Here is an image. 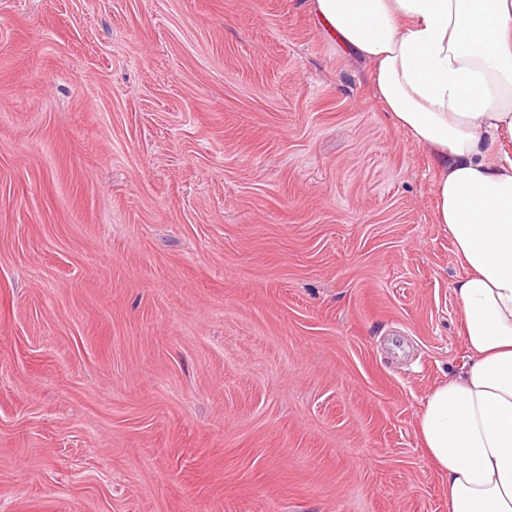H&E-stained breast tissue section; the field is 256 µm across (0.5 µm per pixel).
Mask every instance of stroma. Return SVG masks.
<instances>
[{
  "mask_svg": "<svg viewBox=\"0 0 512 512\" xmlns=\"http://www.w3.org/2000/svg\"><path fill=\"white\" fill-rule=\"evenodd\" d=\"M308 0H0V512H448L430 153Z\"/></svg>",
  "mask_w": 512,
  "mask_h": 512,
  "instance_id": "stroma-1",
  "label": "stroma"
}]
</instances>
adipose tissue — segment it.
I'll return each instance as SVG.
<instances>
[{
  "mask_svg": "<svg viewBox=\"0 0 512 512\" xmlns=\"http://www.w3.org/2000/svg\"><path fill=\"white\" fill-rule=\"evenodd\" d=\"M373 65L393 125L430 150L435 221L468 356L423 400L417 432L448 478V512H512V0H310Z\"/></svg>",
  "mask_w": 512,
  "mask_h": 512,
  "instance_id": "obj_1",
  "label": "adipose tissue"
}]
</instances>
